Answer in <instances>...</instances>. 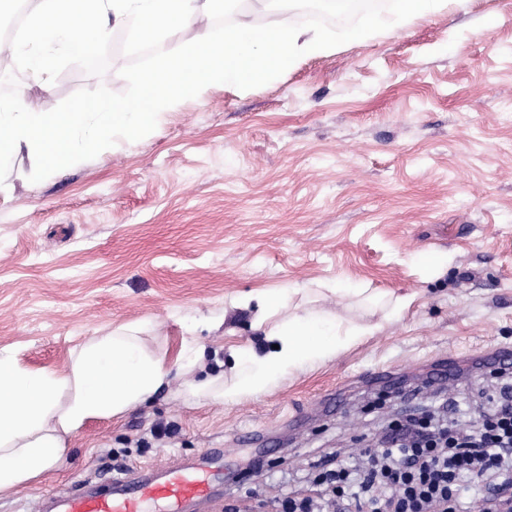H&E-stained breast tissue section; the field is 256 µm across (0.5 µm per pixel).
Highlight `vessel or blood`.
<instances>
[{
	"mask_svg": "<svg viewBox=\"0 0 512 512\" xmlns=\"http://www.w3.org/2000/svg\"><path fill=\"white\" fill-rule=\"evenodd\" d=\"M222 454L179 460L142 472L125 468L96 483L54 491L38 501L39 512H215L222 498L220 480L207 468Z\"/></svg>",
	"mask_w": 512,
	"mask_h": 512,
	"instance_id": "b4317fda",
	"label": "vessel or blood"
}]
</instances>
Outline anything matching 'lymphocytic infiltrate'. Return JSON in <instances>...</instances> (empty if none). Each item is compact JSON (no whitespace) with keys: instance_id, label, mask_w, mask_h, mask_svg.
I'll return each instance as SVG.
<instances>
[{"instance_id":"f902f5d3","label":"lymphocytic infiltrate","mask_w":512,"mask_h":512,"mask_svg":"<svg viewBox=\"0 0 512 512\" xmlns=\"http://www.w3.org/2000/svg\"><path fill=\"white\" fill-rule=\"evenodd\" d=\"M478 426L440 411L389 421L360 460L317 463L277 512H460L462 486L479 487L477 512H512V371Z\"/></svg>"}]
</instances>
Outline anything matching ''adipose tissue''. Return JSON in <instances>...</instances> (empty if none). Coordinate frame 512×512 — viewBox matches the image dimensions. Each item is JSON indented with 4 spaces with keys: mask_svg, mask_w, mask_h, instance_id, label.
<instances>
[{
    "mask_svg": "<svg viewBox=\"0 0 512 512\" xmlns=\"http://www.w3.org/2000/svg\"><path fill=\"white\" fill-rule=\"evenodd\" d=\"M279 4L250 0L218 32L213 17L224 0H36L24 38L7 47L4 59L23 62L39 80L53 72L58 54L88 56L121 24L144 43L178 28H194L199 36L152 65L138 78L135 96L122 103L91 95L68 111L42 112L1 98L0 163L24 153L31 177L66 170L110 143L139 139L211 86L253 85L287 70L300 55L333 50L327 35L289 23ZM257 321L268 324L277 349H242L231 377L202 373L187 383L186 397L227 404L263 397L285 373L331 361L377 330L322 309L288 308L283 290L266 295ZM146 330L137 322L94 337L71 353L62 371L24 366L0 349V497L58 465L68 440L87 422L120 416L168 386L172 369L164 353L144 346Z\"/></svg>",
    "mask_w": 512,
    "mask_h": 512,
    "instance_id": "adipose-tissue-1",
    "label": "adipose tissue"
}]
</instances>
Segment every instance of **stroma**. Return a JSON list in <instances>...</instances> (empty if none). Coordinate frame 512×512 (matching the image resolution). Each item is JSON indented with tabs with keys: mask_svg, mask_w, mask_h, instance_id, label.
<instances>
[{
	"mask_svg": "<svg viewBox=\"0 0 512 512\" xmlns=\"http://www.w3.org/2000/svg\"><path fill=\"white\" fill-rule=\"evenodd\" d=\"M288 13L330 33L333 51L302 56L247 87L184 101L131 145L31 178L27 157L0 169V349L64 369L94 336L140 321L171 382L122 417L93 421L40 479L0 498L33 512L43 493L107 477L113 464H166L224 449V498L289 489L329 457L380 435L405 407L455 399L476 417L500 362L512 363V0H450L442 12L357 42L349 24ZM61 58L48 84L24 63L0 90L44 112L89 95L121 102L196 30L147 46ZM359 289L346 312L379 324L333 360L285 376L257 400H186L188 335L208 371L269 347L257 298L294 286ZM408 300L387 321L379 299ZM194 333H187V326ZM395 392L378 406L382 391ZM263 458L262 469L252 466Z\"/></svg>",
	"mask_w": 512,
	"mask_h": 512,
	"instance_id": "obj_1",
	"label": "stroma"
}]
</instances>
